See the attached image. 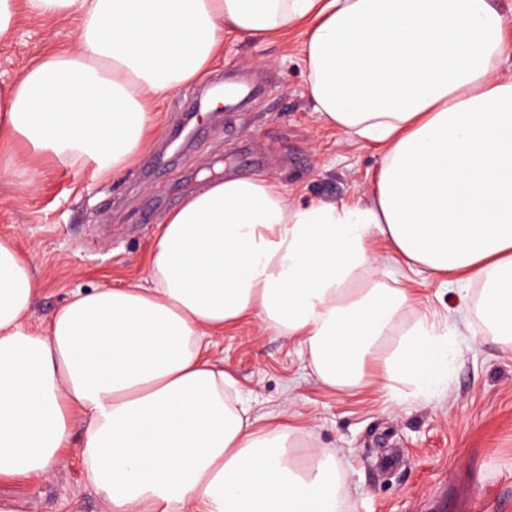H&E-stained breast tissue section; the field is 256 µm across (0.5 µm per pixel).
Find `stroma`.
Segmentation results:
<instances>
[{
	"label": "stroma",
	"mask_w": 512,
	"mask_h": 512,
	"mask_svg": "<svg viewBox=\"0 0 512 512\" xmlns=\"http://www.w3.org/2000/svg\"><path fill=\"white\" fill-rule=\"evenodd\" d=\"M72 20L24 17L0 38V86L50 45L73 39ZM301 33L265 39L228 34L207 77L156 105L149 145L121 175L33 157L39 187L0 177V239L33 260L32 323L78 289L141 282L159 225L200 188L204 175L270 176L300 203L351 202L370 187L376 148L347 140L315 112ZM253 78L260 96L243 109L205 106L187 120L186 101L209 81ZM417 311L457 325V358L446 390L413 396L387 383L353 392L324 388L285 337L242 324L217 337L214 356L250 398L253 416L289 411L304 447L332 452L346 480L344 512H512V349L487 333L476 304L436 280L409 284ZM22 512H104L79 448L44 480L0 482Z\"/></svg>",
	"instance_id": "35a3bbf8"
}]
</instances>
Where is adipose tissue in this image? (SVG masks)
<instances>
[{"mask_svg": "<svg viewBox=\"0 0 512 512\" xmlns=\"http://www.w3.org/2000/svg\"><path fill=\"white\" fill-rule=\"evenodd\" d=\"M80 25L0 87V175L36 182L11 150L116 177L149 142L155 103L209 70L228 33L305 31L317 112L382 148L367 199L292 201L269 177H216L169 211L145 284L77 290L29 318L28 256L0 240V479H45L74 431L106 512H343L335 456L293 455L299 427L258 426L208 355L241 321L297 341L319 382L367 386L366 367L429 396L457 328L406 320L386 262L482 285L485 328L512 344V43L489 0H0ZM389 243L378 254L369 243ZM398 345L386 350L392 335Z\"/></svg>", "mask_w": 512, "mask_h": 512, "instance_id": "adipose-tissue-1", "label": "adipose tissue"}]
</instances>
